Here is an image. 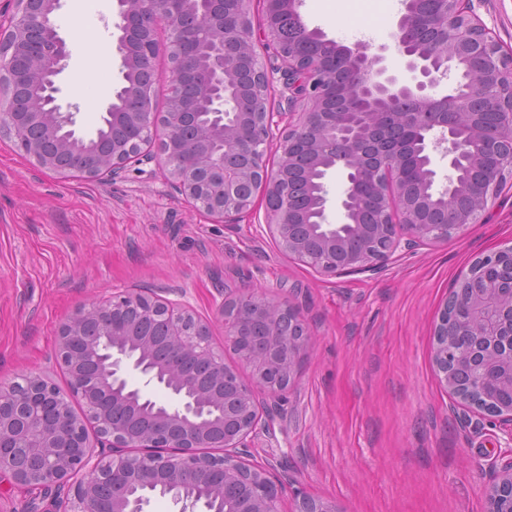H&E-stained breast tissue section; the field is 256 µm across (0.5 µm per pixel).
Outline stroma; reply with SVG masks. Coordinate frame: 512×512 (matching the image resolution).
Here are the masks:
<instances>
[{"instance_id": "stroma-1", "label": "stroma", "mask_w": 512, "mask_h": 512, "mask_svg": "<svg viewBox=\"0 0 512 512\" xmlns=\"http://www.w3.org/2000/svg\"><path fill=\"white\" fill-rule=\"evenodd\" d=\"M384 18L347 19V0H304L310 26L345 45H388L389 73L408 78L392 51L399 0ZM512 50V0H470ZM82 14L92 39L73 35ZM114 0H62L54 21L70 57L58 77L63 102L92 130L121 80L112 50ZM512 241V180L488 220L442 243L397 252L375 272L317 271L280 252L264 203L230 224L194 209L155 164L118 177H61L37 167L0 129V381L44 375L68 392L55 360L60 327L84 304L129 289L166 294L210 327L226 364L250 379L224 342L225 289L288 300L309 320L312 349L278 410L247 441V461L287 478L281 512L296 495L345 512H487L484 487L512 460L507 426L456 407L431 352L442 302L480 255ZM0 512H65L53 491L24 492L0 479Z\"/></svg>"}]
</instances>
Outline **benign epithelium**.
I'll list each match as a JSON object with an SVG mask.
<instances>
[{
	"instance_id": "7a95c632",
	"label": "benign epithelium",
	"mask_w": 512,
	"mask_h": 512,
	"mask_svg": "<svg viewBox=\"0 0 512 512\" xmlns=\"http://www.w3.org/2000/svg\"><path fill=\"white\" fill-rule=\"evenodd\" d=\"M428 13L404 9L393 34L406 68L422 79L404 82L387 74L385 57L370 45L347 46L313 28L319 50L302 55L284 47L281 20L301 16L303 0H266L265 45L288 57L282 71L288 89V123L279 137L282 157L307 153L319 173L305 172L316 185L310 221L291 209L296 171L267 164L279 126V112L266 108L275 69L256 48L247 0H116L115 50L122 83L115 94H133L134 112L106 108L104 124H121L128 136L109 150L90 147L78 175L95 180L116 176L130 165L156 162L168 183L197 209L220 222L250 211L256 195L265 202L266 227L286 255L325 273L370 271L401 248L459 235L486 222L503 182L512 174V51L505 52L468 11L466 0H433ZM60 0H14L0 15V125L41 169L71 176L60 156L83 139L76 112L58 99V76L69 49L54 22ZM193 12L211 33L210 56L200 61L198 42L187 36L183 17ZM421 26L425 49L412 50L404 32ZM160 29L168 36L155 38ZM451 48L442 66L437 46ZM169 60V101L159 112L153 89L131 80L142 62L159 52ZM330 53L345 67L344 93L362 100V112H326L332 82L320 59ZM250 71L258 100L243 112L231 99L239 71ZM196 82V97L180 87ZM451 80L440 99L427 89ZM499 106L500 135L475 139L472 124L477 96ZM411 100L422 112L402 116L413 130L414 154L399 141L376 144L369 159L361 150L371 129L387 119L384 109ZM453 112H429L438 102ZM247 125L242 137L238 127ZM448 159L439 177L435 155ZM482 172L480 182L460 179V164ZM341 175L344 222H326L328 176ZM365 185L375 190V223L364 224L360 209ZM461 198L451 224L432 223L430 209ZM226 342L251 368L245 382L214 349L209 325L183 304L161 295L126 291L105 303L77 309L58 333L56 359L69 390L85 405L76 414L49 378L24 374L0 382V478L25 490L56 487L72 493L68 512H101L100 496L111 495L109 512H144L150 496L133 493L145 481L158 494L182 504V512L224 493V512H280L282 480L244 461L247 438L256 430L269 401L284 391L310 348L309 323L298 308L255 292L224 296ZM433 363L456 404L512 426V245L473 260L448 292L435 325ZM131 367L161 386L169 397L157 402L129 384ZM148 423L134 432L118 421L121 412ZM94 431H89L87 423ZM103 447L94 451L90 434ZM207 448L224 453L209 455ZM487 512H512V461L485 487ZM293 512H346L335 503L299 495Z\"/></svg>"
}]
</instances>
